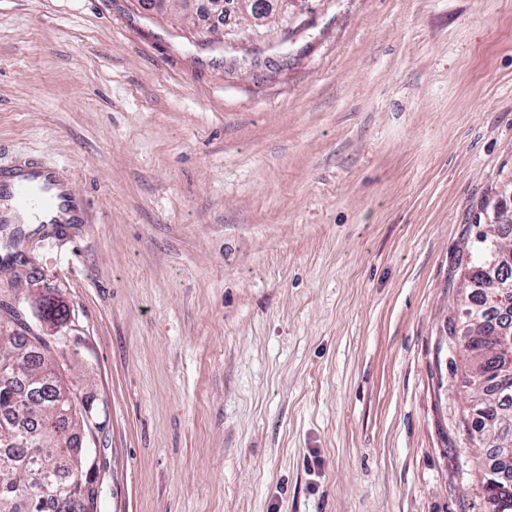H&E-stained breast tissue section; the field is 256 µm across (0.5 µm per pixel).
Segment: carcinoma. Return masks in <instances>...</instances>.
I'll list each match as a JSON object with an SVG mask.
<instances>
[{
	"mask_svg": "<svg viewBox=\"0 0 512 512\" xmlns=\"http://www.w3.org/2000/svg\"><path fill=\"white\" fill-rule=\"evenodd\" d=\"M478 242L465 277L469 323L464 342L473 354L470 379L475 390L469 414L475 433L512 437V374L501 369V360L512 352V339L504 348L499 333L512 306L492 300L486 288L491 243L485 233ZM3 311L19 329L0 335V363H8L0 370V512H82L78 503L55 496L54 487L26 479L27 461L33 454L54 459L55 483L76 488L97 483L98 473L87 472L73 453L93 396L75 401L74 393L58 381L50 342L20 322L15 309ZM482 485L488 512H512V464L496 445L488 448Z\"/></svg>",
	"mask_w": 512,
	"mask_h": 512,
	"instance_id": "obj_1",
	"label": "carcinoma"
}]
</instances>
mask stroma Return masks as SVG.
<instances>
[{
    "label": "stroma",
    "mask_w": 512,
    "mask_h": 512,
    "mask_svg": "<svg viewBox=\"0 0 512 512\" xmlns=\"http://www.w3.org/2000/svg\"><path fill=\"white\" fill-rule=\"evenodd\" d=\"M25 164L84 221L1 230L0 303L95 398L100 512H486L448 320L512 209V0H302L203 42L138 0H0Z\"/></svg>",
    "instance_id": "stroma-1"
}]
</instances>
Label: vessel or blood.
Wrapping results in <instances>:
<instances>
[{
  "mask_svg": "<svg viewBox=\"0 0 512 512\" xmlns=\"http://www.w3.org/2000/svg\"><path fill=\"white\" fill-rule=\"evenodd\" d=\"M0 201L6 209L0 211V222L7 216H19L32 210L44 215L67 214L69 223L82 221L79 208L73 207L69 184L56 172L38 167L29 168L18 179L0 180Z\"/></svg>",
  "mask_w": 512,
  "mask_h": 512,
  "instance_id": "1",
  "label": "vessel or blood"
}]
</instances>
